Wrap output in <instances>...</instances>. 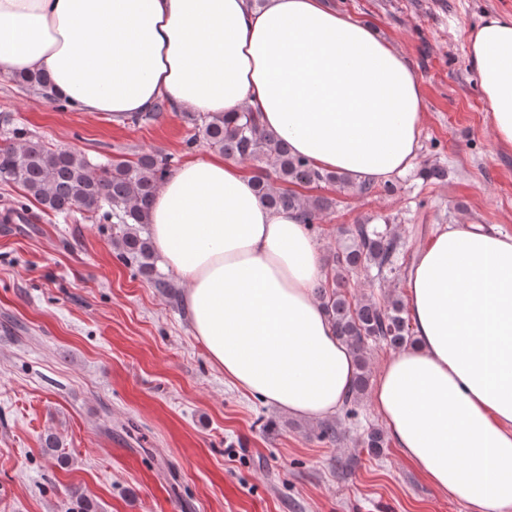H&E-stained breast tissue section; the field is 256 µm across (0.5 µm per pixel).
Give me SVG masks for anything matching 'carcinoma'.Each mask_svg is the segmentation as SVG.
Segmentation results:
<instances>
[{
    "label": "carcinoma",
    "mask_w": 512,
    "mask_h": 512,
    "mask_svg": "<svg viewBox=\"0 0 512 512\" xmlns=\"http://www.w3.org/2000/svg\"><path fill=\"white\" fill-rule=\"evenodd\" d=\"M186 118L194 129L187 148L200 140L227 159L257 163L253 181L261 200L273 209L301 211L309 231L332 202L322 197L303 199L289 186L350 184L347 175L318 170L293 154L288 143L250 109L190 113ZM173 163L172 155L160 151L141 154L134 161H97L77 150L53 149L34 141L22 128L13 129L11 142L0 145V181L19 185L26 197L57 215L79 211L113 224L117 258L167 295L172 285L158 266L148 224L154 197L172 174ZM343 234L344 240L331 257L330 273L316 287V295L337 336L353 354L355 374L345 399L349 405L368 388L369 343L402 347L411 342L412 331L400 301L381 305L369 299L355 300L345 291L348 273L372 267L381 272L391 265L396 238L369 224H356Z\"/></svg>",
    "instance_id": "obj_1"
}]
</instances>
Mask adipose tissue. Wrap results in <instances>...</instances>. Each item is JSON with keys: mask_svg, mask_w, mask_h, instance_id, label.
Wrapping results in <instances>:
<instances>
[{"mask_svg": "<svg viewBox=\"0 0 512 512\" xmlns=\"http://www.w3.org/2000/svg\"><path fill=\"white\" fill-rule=\"evenodd\" d=\"M469 58L512 147V15L487 16ZM30 72L115 118L162 99L249 107L311 166L359 181L405 170L423 119L408 60L325 0H0V75ZM149 223L225 379L292 415L334 414L354 361L315 294L321 262L297 211L269 208L216 155L162 184ZM407 286L415 341L383 364L376 409L429 484L471 512H512V237L439 229Z\"/></svg>", "mask_w": 512, "mask_h": 512, "instance_id": "1", "label": "adipose tissue"}]
</instances>
